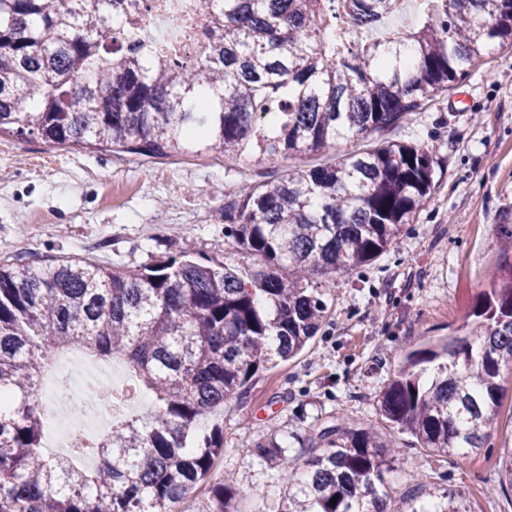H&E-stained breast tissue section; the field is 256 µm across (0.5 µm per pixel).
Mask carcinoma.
Masks as SVG:
<instances>
[{
  "instance_id": "carcinoma-1",
  "label": "carcinoma",
  "mask_w": 512,
  "mask_h": 512,
  "mask_svg": "<svg viewBox=\"0 0 512 512\" xmlns=\"http://www.w3.org/2000/svg\"><path fill=\"white\" fill-rule=\"evenodd\" d=\"M210 42L190 61L129 50L108 18L123 0H0V132L130 156L220 154L270 166L341 140L374 145L297 166L224 202V248L191 242L149 266L91 259L0 261V512H177L224 451L210 410L294 358L327 319L314 276L336 278L398 243L435 187L433 155L385 132L512 47V0H199ZM462 335L407 352L378 396L385 427L433 455L480 447L512 360V261L494 273ZM122 359L152 397L102 440L84 470L44 451L37 382L59 353ZM382 435L343 419L288 460L280 512H468L395 497ZM282 456L271 435L246 447ZM230 478L206 512H235ZM336 503H331V499Z\"/></svg>"
}]
</instances>
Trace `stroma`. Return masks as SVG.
Masks as SVG:
<instances>
[{"mask_svg": "<svg viewBox=\"0 0 512 512\" xmlns=\"http://www.w3.org/2000/svg\"><path fill=\"white\" fill-rule=\"evenodd\" d=\"M395 141L425 145L437 185L394 248L337 281L328 321L295 358L261 372L248 393L215 409L224 451L182 512H205L213 485L232 476L237 512H277L288 485L281 464L242 446L276 434L286 457L323 422L346 416L376 425L378 396L405 349L465 326L505 252L495 227L512 225V48L493 47L468 79L393 128ZM243 177L223 156L117 158L40 138L0 136V254L91 258L136 267L175 253L184 239L224 257V198ZM500 416L475 452L441 458L418 448L395 456L398 488L430 476L460 494L468 512H512L500 489L512 460V367L502 366Z\"/></svg>", "mask_w": 512, "mask_h": 512, "instance_id": "35a3bbf8", "label": "stroma"}]
</instances>
